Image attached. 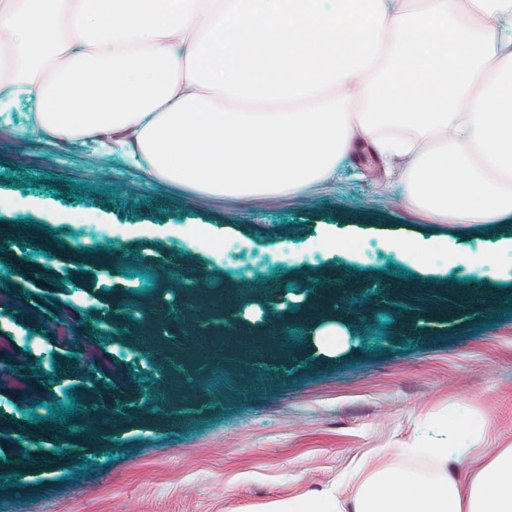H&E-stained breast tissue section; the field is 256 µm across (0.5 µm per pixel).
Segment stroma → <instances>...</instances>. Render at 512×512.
Returning <instances> with one entry per match:
<instances>
[{
    "mask_svg": "<svg viewBox=\"0 0 512 512\" xmlns=\"http://www.w3.org/2000/svg\"><path fill=\"white\" fill-rule=\"evenodd\" d=\"M0 121L13 130L0 140V227L31 237L21 260L0 256L18 298L0 307V370L16 378L0 385V468L18 476L0 483V512H265L349 499L383 468L430 477V459L393 451L445 431L461 448L512 447V263L486 274L415 253L496 251L511 221L406 208L397 164L364 140L305 192L243 202L163 182L128 151L59 147L26 106ZM109 250L126 263L101 266ZM173 258L183 272L167 285ZM328 275L363 285L365 320L264 335ZM204 282L247 290L229 315L238 336L224 337L220 298L206 316L185 310ZM474 282L493 303L458 305L454 289ZM47 317L88 331L61 340ZM89 346L113 373L81 368ZM93 401L112 406L98 431Z\"/></svg>",
    "mask_w": 512,
    "mask_h": 512,
    "instance_id": "obj_1",
    "label": "stroma"
}]
</instances>
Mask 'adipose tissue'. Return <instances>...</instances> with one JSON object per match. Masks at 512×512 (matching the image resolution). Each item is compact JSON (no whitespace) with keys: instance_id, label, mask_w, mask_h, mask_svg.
<instances>
[{"instance_id":"obj_1","label":"adipose tissue","mask_w":512,"mask_h":512,"mask_svg":"<svg viewBox=\"0 0 512 512\" xmlns=\"http://www.w3.org/2000/svg\"><path fill=\"white\" fill-rule=\"evenodd\" d=\"M232 3L0 0V112L28 104L57 144L118 135L154 177L239 200L305 191L365 136L402 160L407 207L512 215V0ZM425 454L432 480L383 469L351 501L268 512H512V448L465 475Z\"/></svg>"}]
</instances>
